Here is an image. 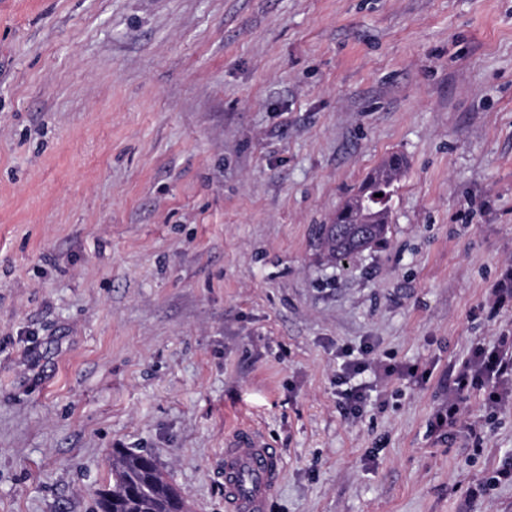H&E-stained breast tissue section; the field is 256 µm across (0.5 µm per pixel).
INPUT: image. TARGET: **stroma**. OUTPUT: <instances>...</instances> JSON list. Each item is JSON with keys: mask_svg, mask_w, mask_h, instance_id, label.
<instances>
[{"mask_svg": "<svg viewBox=\"0 0 512 512\" xmlns=\"http://www.w3.org/2000/svg\"><path fill=\"white\" fill-rule=\"evenodd\" d=\"M511 267L512 0H0V512H92L115 448L224 512L245 418L267 512H512V405L433 424ZM407 161L392 154L365 177L358 191L337 210L332 224H321L317 236L329 259L344 262L381 240L390 219L391 188L403 173ZM383 193L382 197L374 194ZM278 448L263 431L241 423L224 435V505L231 512H265L283 473Z\"/></svg>", "mask_w": 512, "mask_h": 512, "instance_id": "35a3bbf8", "label": "stroma"}]
</instances>
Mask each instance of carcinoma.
I'll return each mask as SVG.
<instances>
[{
    "label": "carcinoma",
    "mask_w": 512,
    "mask_h": 512,
    "mask_svg": "<svg viewBox=\"0 0 512 512\" xmlns=\"http://www.w3.org/2000/svg\"><path fill=\"white\" fill-rule=\"evenodd\" d=\"M406 165L402 155L386 157L336 210L332 223L320 225L318 240L329 259L344 262L386 235L391 188ZM111 476L112 483L97 492V512H187L184 497L144 448L113 449Z\"/></svg>",
    "instance_id": "1"
}]
</instances>
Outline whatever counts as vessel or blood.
Returning <instances> with one entry per match:
<instances>
[{
  "label": "vessel or blood",
  "instance_id": "obj_1",
  "mask_svg": "<svg viewBox=\"0 0 512 512\" xmlns=\"http://www.w3.org/2000/svg\"><path fill=\"white\" fill-rule=\"evenodd\" d=\"M279 449L263 431L242 423L224 436V505L227 512H266L283 473Z\"/></svg>",
  "mask_w": 512,
  "mask_h": 512
}]
</instances>
